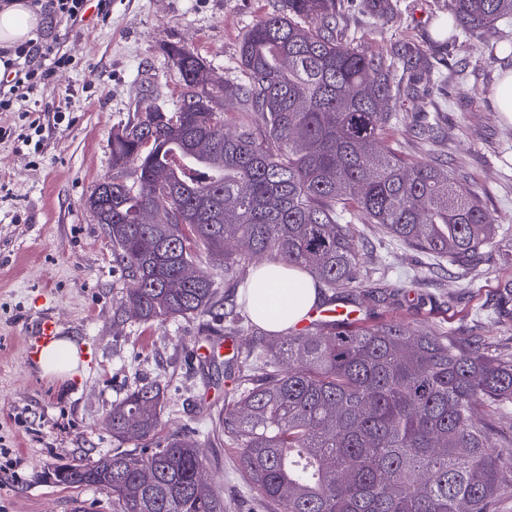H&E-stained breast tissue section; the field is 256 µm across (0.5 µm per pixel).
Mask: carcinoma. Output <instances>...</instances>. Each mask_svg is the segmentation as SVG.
Wrapping results in <instances>:
<instances>
[{
  "instance_id": "cac0c4a2",
  "label": "carcinoma",
  "mask_w": 512,
  "mask_h": 512,
  "mask_svg": "<svg viewBox=\"0 0 512 512\" xmlns=\"http://www.w3.org/2000/svg\"><path fill=\"white\" fill-rule=\"evenodd\" d=\"M451 28L512 16V0H451ZM336 0H279L244 34V78L219 80L184 44L166 49L182 90L172 111L144 100L112 131V176L83 205L107 228L129 286L117 319L164 324L224 306L222 288L263 258L327 288L363 278L365 224L455 264L497 243L479 198L433 165H407L385 144L397 90L418 98L426 65L410 74L338 33ZM241 112L229 132L224 103ZM162 197L170 224L146 213ZM238 375L211 417L244 480L270 512H501L512 501V437L478 420L512 405V358L396 322L329 324L236 354ZM162 391L143 382L112 407L117 448L55 466L64 487H94L112 512H224L190 428L155 439Z\"/></svg>"
}]
</instances>
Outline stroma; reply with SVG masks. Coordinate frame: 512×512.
Instances as JSON below:
<instances>
[{
	"label": "stroma",
	"mask_w": 512,
	"mask_h": 512,
	"mask_svg": "<svg viewBox=\"0 0 512 512\" xmlns=\"http://www.w3.org/2000/svg\"><path fill=\"white\" fill-rule=\"evenodd\" d=\"M341 24L371 53L392 56L413 47L428 65L421 98L399 99L387 140L410 164H431L478 193L494 216L503 244L512 243V121L493 105L502 71L512 69V19L493 27L432 29L447 16L449 0H390L376 21L365 0H343ZM276 0H111L108 15L78 28L54 22L70 67L39 89L41 105L67 106V121L44 132L40 150L19 136L32 112H0V512H112L101 491L52 483V466L96 458L117 448L107 426L114 404L136 384L160 382L165 396L156 430L165 438L184 426L205 430L224 406L228 384L220 355L198 357V344L251 333L234 321L240 291L232 289L218 317L175 320L164 326L119 322L128 280L112 259L103 225L83 205L102 177L112 173V130L126 124L146 91L174 108L180 78L166 48L186 44L220 78L240 74L239 42ZM436 123L439 138L417 129ZM361 239L369 282L323 298L356 302L365 322L395 320L440 336L512 354V318L496 313L498 291L512 282V261L485 251L472 274L390 238L349 215ZM54 314L62 335L73 337L86 359L67 380L42 375L27 350L31 325ZM208 476L226 512H264L247 489L236 445L223 440L208 452Z\"/></svg>",
	"instance_id": "obj_1"
}]
</instances>
